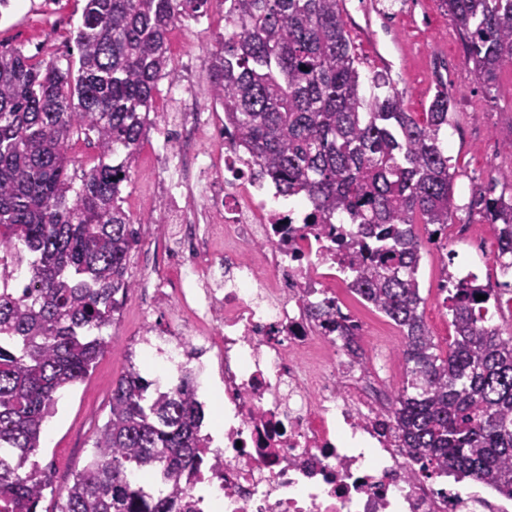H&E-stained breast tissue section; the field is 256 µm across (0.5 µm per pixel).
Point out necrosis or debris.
<instances>
[{"instance_id":"obj_1","label":"necrosis or debris","mask_w":512,"mask_h":512,"mask_svg":"<svg viewBox=\"0 0 512 512\" xmlns=\"http://www.w3.org/2000/svg\"><path fill=\"white\" fill-rule=\"evenodd\" d=\"M175 98L160 196L179 210L167 243L180 279L157 277L151 303L172 308L198 343L146 331L144 352L176 374L224 379V445L192 476L179 512H512L494 489L436 487L398 448L383 384L367 375L364 325L340 335L316 311L335 310L350 274L348 224H317L309 204L283 199L213 122ZM224 273V291L207 282Z\"/></svg>"}]
</instances>
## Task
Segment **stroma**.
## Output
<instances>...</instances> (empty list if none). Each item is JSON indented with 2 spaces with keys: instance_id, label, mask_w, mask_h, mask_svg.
<instances>
[{
  "instance_id": "stroma-1",
  "label": "stroma",
  "mask_w": 512,
  "mask_h": 512,
  "mask_svg": "<svg viewBox=\"0 0 512 512\" xmlns=\"http://www.w3.org/2000/svg\"><path fill=\"white\" fill-rule=\"evenodd\" d=\"M86 4L87 0H10L9 9L0 13V51L17 49L36 61H77L73 37ZM341 10L362 75L387 74L416 119H424L439 84H446L452 96V121L444 131V142L456 165L455 188L462 209L452 218L443 244L433 243L424 225L414 228L422 254L418 276L427 328L440 349H447L452 328L445 306L446 276L469 266L478 273L479 284L497 297L491 309L493 323L512 329V287H505V277L494 261L495 233L469 206L473 193L490 179L512 187V69H502L490 86L478 79L455 22L439 0H343ZM223 41L224 0H210L199 28H192L186 18L176 25L170 34L174 75L159 83L157 111H164L170 93L185 88L186 60L206 70L210 54ZM163 144L161 128L151 129L122 192L125 209L140 221L139 242L129 267L135 286L115 322L102 331L109 349L85 381L58 393L33 457L51 479L41 502L43 512H60L66 490L86 465L96 430L107 418L112 387L127 367L136 366L155 384L166 375L164 367L146 359L136 344L147 329L167 327L162 314L147 313L141 290L145 257H152L157 267L167 264L163 247L156 244L166 230L146 221L161 210L156 185ZM349 307L368 327L364 351L373 357L388 391L396 392L406 373L400 330L358 299H350Z\"/></svg>"
}]
</instances>
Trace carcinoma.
I'll list each match as a JSON object with an SVG mask.
<instances>
[{"mask_svg": "<svg viewBox=\"0 0 512 512\" xmlns=\"http://www.w3.org/2000/svg\"><path fill=\"white\" fill-rule=\"evenodd\" d=\"M209 0H87L78 69L0 52V512H37L46 473L30 462L62 389L107 349L133 288L138 232L122 187L173 76L168 34ZM478 77L512 66V0H441ZM224 131L319 224L358 226L352 288L403 336L407 376L388 411L399 447L440 471L512 498V332L487 324L491 289L448 275L453 339L441 354L423 318L416 224L448 229L458 210L441 141L452 99L440 84L419 122L403 94L363 79L339 0H224V45L208 63ZM95 142L70 170L71 143ZM497 180L472 205L512 268V197ZM486 296L476 300V295ZM134 365L112 388L89 463L60 512H177L183 476L204 464L202 406L190 375L146 398Z\"/></svg>", "mask_w": 512, "mask_h": 512, "instance_id": "cac0c4a2", "label": "carcinoma"}]
</instances>
